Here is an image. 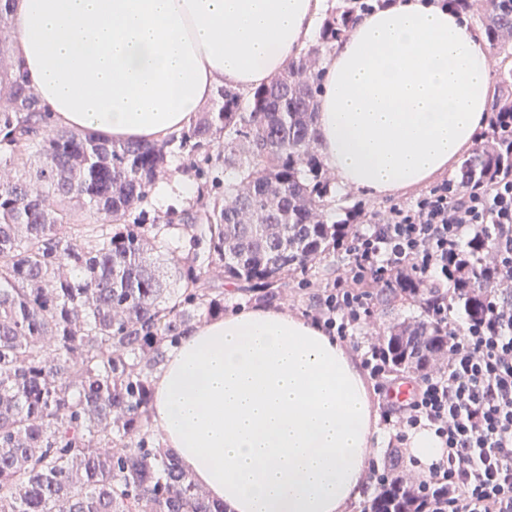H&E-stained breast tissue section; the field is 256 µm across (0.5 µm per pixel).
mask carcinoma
<instances>
[{
	"label": "carcinoma",
	"instance_id": "cac0c4a2",
	"mask_svg": "<svg viewBox=\"0 0 512 512\" xmlns=\"http://www.w3.org/2000/svg\"><path fill=\"white\" fill-rule=\"evenodd\" d=\"M342 2L320 44L284 75L245 94L220 89L180 135L152 143L52 123L0 37V512H224L154 438L152 381L195 318L224 314L209 267L241 294L261 289L273 300L286 276L346 233L322 218L331 181L317 155L316 61L380 0ZM464 2L498 59L492 111L512 113V4L479 0L476 13ZM184 150L210 186L180 218L204 246L191 259L172 247L174 225L135 215ZM504 160L488 136L456 179ZM221 167L232 181L214 175ZM88 213L107 223H85ZM153 253L166 256L173 284L155 273ZM408 298L423 314L390 327L381 344L396 374L444 352L431 309L448 303L478 319L486 303L474 278L446 292L408 284L376 294L384 308ZM369 512L413 509L385 483Z\"/></svg>",
	"mask_w": 512,
	"mask_h": 512
}]
</instances>
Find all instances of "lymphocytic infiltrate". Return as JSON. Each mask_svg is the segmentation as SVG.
<instances>
[{
	"label": "lymphocytic infiltrate",
	"mask_w": 512,
	"mask_h": 512,
	"mask_svg": "<svg viewBox=\"0 0 512 512\" xmlns=\"http://www.w3.org/2000/svg\"><path fill=\"white\" fill-rule=\"evenodd\" d=\"M477 238L486 239L491 263L484 315L462 322L452 308L433 311L448 347L431 369L415 374L409 401H391L379 344L369 343L361 360L398 442L427 427L446 450L422 474L405 473L395 458L369 471L370 480L401 481L414 496H427L423 512H512V304L503 299L512 292V172L501 171L488 184L444 181L392 203L383 216H363L337 243L345 270L319 286L308 277L297 283L303 290L319 287L309 314L344 341L373 315L368 283L458 284L470 271L465 244Z\"/></svg>",
	"instance_id": "lymphocytic-infiltrate-1"
}]
</instances>
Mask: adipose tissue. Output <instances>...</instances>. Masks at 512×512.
I'll use <instances>...</instances> for the list:
<instances>
[{
    "label": "adipose tissue",
    "mask_w": 512,
    "mask_h": 512,
    "mask_svg": "<svg viewBox=\"0 0 512 512\" xmlns=\"http://www.w3.org/2000/svg\"><path fill=\"white\" fill-rule=\"evenodd\" d=\"M325 0H13V55L63 126L181 132L217 85L268 82ZM493 60L443 0H392L322 65L318 147L389 195L451 171L488 118ZM153 424L226 512H351L378 432L365 378L311 321L247 308L196 325L153 381Z\"/></svg>",
    "instance_id": "1"
}]
</instances>
